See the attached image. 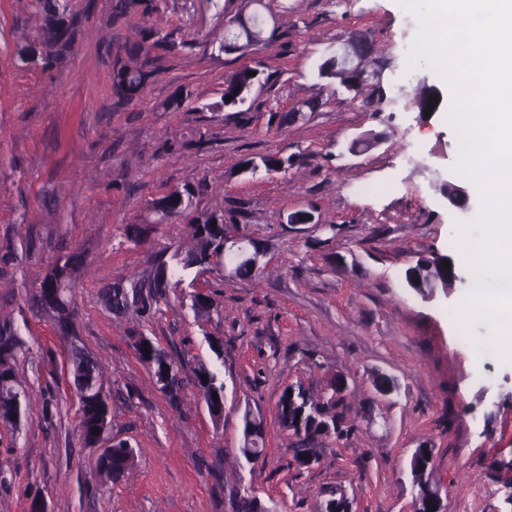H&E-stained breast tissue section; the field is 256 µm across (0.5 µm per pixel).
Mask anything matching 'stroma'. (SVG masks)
<instances>
[{
	"mask_svg": "<svg viewBox=\"0 0 512 512\" xmlns=\"http://www.w3.org/2000/svg\"><path fill=\"white\" fill-rule=\"evenodd\" d=\"M148 16L117 20L115 0H71L76 50L52 69L21 61L41 25L36 0H0V320L25 342L19 378L33 400L54 397L52 421L33 416L19 430L0 425V512H235L253 496L265 512H320L345 491L353 512H413L410 458L432 451L431 481L445 512H512V362L479 357L463 343L456 312L469 284L412 289L405 271L419 257L447 254L457 225L479 208L450 207L445 181L458 138L447 110L425 115L420 100L443 88L430 69L409 68L418 25L397 0H263L278 37L242 56L222 51L227 22L244 0H157ZM184 42L157 49L146 100L112 92L118 48L147 31ZM359 35L373 47L367 81L356 91L312 75L329 48ZM262 79L248 102L219 107L224 82L241 67ZM192 92L197 106L176 108ZM294 113L287 124L271 113ZM365 133L366 150H351ZM266 157L291 159L267 170ZM258 167L243 174L239 163ZM205 182L199 205L238 210L231 234L264 250L255 277L211 269L197 289L214 291L209 318H195L185 290L173 288L149 320L115 316L99 296L105 285L151 267L165 248L191 241L185 223L153 225L138 241L129 225L186 182ZM311 224L292 225L295 210ZM79 250L88 272L74 291L69 332L31 298L59 254ZM144 332L192 368L211 360L208 340H224L222 423L191 401L173 409L132 346ZM96 355L113 391L112 436L127 440L136 467L98 493L95 449L82 447L77 400L62 363L71 343ZM347 380L350 438L328 440L319 464L293 459L292 439L276 421L291 383L321 394L334 376ZM397 390L384 399L378 378ZM265 422L260 460L240 454L244 411Z\"/></svg>",
	"mask_w": 512,
	"mask_h": 512,
	"instance_id": "35a3bbf8",
	"label": "stroma"
}]
</instances>
